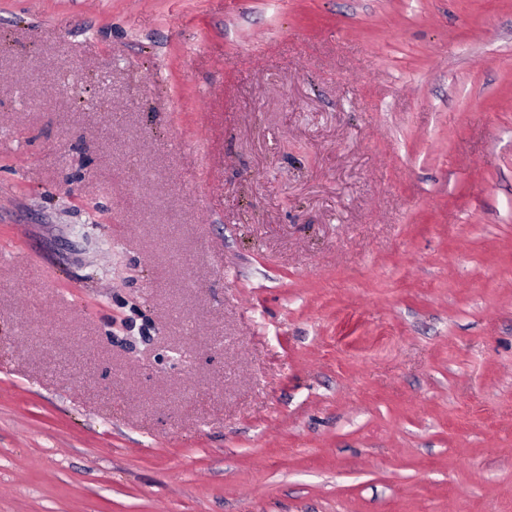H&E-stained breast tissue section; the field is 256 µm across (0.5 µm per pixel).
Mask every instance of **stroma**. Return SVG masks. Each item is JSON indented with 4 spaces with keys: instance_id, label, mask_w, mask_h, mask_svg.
Masks as SVG:
<instances>
[{
    "instance_id": "stroma-1",
    "label": "stroma",
    "mask_w": 512,
    "mask_h": 512,
    "mask_svg": "<svg viewBox=\"0 0 512 512\" xmlns=\"http://www.w3.org/2000/svg\"><path fill=\"white\" fill-rule=\"evenodd\" d=\"M0 512H512V0H0Z\"/></svg>"
}]
</instances>
